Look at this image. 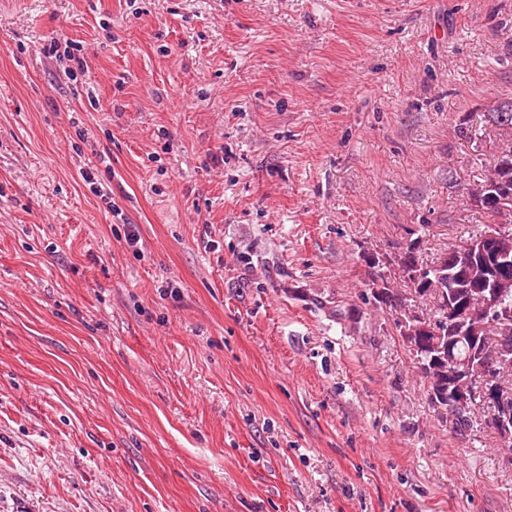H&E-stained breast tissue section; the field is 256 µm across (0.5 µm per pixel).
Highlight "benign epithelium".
<instances>
[{
  "instance_id": "1",
  "label": "benign epithelium",
  "mask_w": 512,
  "mask_h": 512,
  "mask_svg": "<svg viewBox=\"0 0 512 512\" xmlns=\"http://www.w3.org/2000/svg\"><path fill=\"white\" fill-rule=\"evenodd\" d=\"M478 247L471 245L442 258L432 267L434 275L426 271L413 272V278H424L428 291L441 298L445 305L454 300L455 285L448 281V266L454 267L457 281L480 284L479 295L471 310L456 314L448 322V336L434 342L437 353L424 360L419 356L423 348L421 336L430 329L427 318L411 315L404 321L403 335L415 355L419 372L435 382L434 403L448 408V421L455 424L466 419L477 398L493 399L495 411L489 424L504 446L512 444V387L502 371L512 366V333L502 332L493 345H487L486 328L492 323L509 324L512 311L499 306L501 289L512 286V279L499 277L488 281L484 265L477 257ZM466 339L473 345V353L459 358L454 353L455 342Z\"/></svg>"
}]
</instances>
